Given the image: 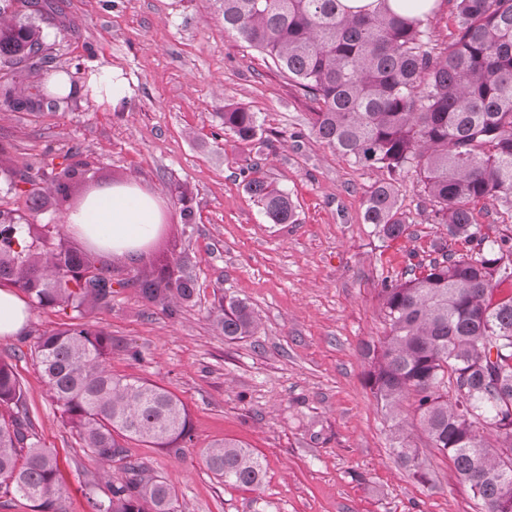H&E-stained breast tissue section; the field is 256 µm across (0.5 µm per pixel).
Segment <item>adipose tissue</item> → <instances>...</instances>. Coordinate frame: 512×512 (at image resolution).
Returning <instances> with one entry per match:
<instances>
[{"mask_svg": "<svg viewBox=\"0 0 512 512\" xmlns=\"http://www.w3.org/2000/svg\"><path fill=\"white\" fill-rule=\"evenodd\" d=\"M162 221L156 198L133 183L94 191L65 216L67 226L91 248L129 255L155 236Z\"/></svg>", "mask_w": 512, "mask_h": 512, "instance_id": "adipose-tissue-1", "label": "adipose tissue"}]
</instances>
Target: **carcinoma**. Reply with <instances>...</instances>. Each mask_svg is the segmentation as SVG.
<instances>
[{"label":"carcinoma","instance_id":"carcinoma-1","mask_svg":"<svg viewBox=\"0 0 512 512\" xmlns=\"http://www.w3.org/2000/svg\"><path fill=\"white\" fill-rule=\"evenodd\" d=\"M224 31L269 57L316 103L309 128L319 141L363 169L416 174L447 239L437 257L400 278L381 279L386 335L364 347L366 381L390 421L392 453L424 481L419 452L404 434L402 399L433 447L453 462L482 512H512V235L491 239L471 206L512 212V0H450L453 26L438 51L429 28L433 10L420 3L410 17L390 0L355 13L341 0H218ZM24 21L0 23V60L18 65L43 45L30 21L57 10L47 2L11 0ZM27 109L58 98H20L0 86L5 106ZM224 133L251 144L263 124L249 108L224 106ZM273 224H295L290 194L254 176L245 183ZM13 224L0 239V287L18 288L38 308H70L82 319L46 331L30 343L50 397L84 447L103 463L119 462L122 480L86 492L90 512H177L175 491L157 474L127 460L125 443L176 453L193 441L186 405L164 386L107 369L110 334L88 320L112 306V288L130 286L146 302L174 312L193 302L196 281L174 275L178 259L163 256L125 280L93 254L54 242L56 224ZM363 222L383 240L406 235L408 219L396 185L379 180L367 192ZM468 247L448 251L447 241ZM228 340L253 336L259 318L243 300L220 297L211 314ZM206 467L224 484L257 488L263 462L243 443L226 439L204 451ZM63 493L56 454L39 444L24 408L13 365L0 359V499L19 495L47 508Z\"/></svg>","mask_w":512,"mask_h":512}]
</instances>
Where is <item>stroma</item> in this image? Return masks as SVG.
<instances>
[{"label": "stroma", "instance_id": "obj_1", "mask_svg": "<svg viewBox=\"0 0 512 512\" xmlns=\"http://www.w3.org/2000/svg\"><path fill=\"white\" fill-rule=\"evenodd\" d=\"M60 15L41 20L49 66L0 69L19 95L46 89L54 73H72L71 97L56 107L18 112L0 105V167L41 162L42 205L9 192L0 207L30 224H56L63 242L80 246L63 224L54 171L76 151L82 181L103 188L133 182L156 196L163 224L154 243L181 260L197 283L195 304L176 315L113 288L112 306L92 319L112 336L114 374L146 378L187 406L193 441L180 452L127 442L172 487L178 512H478L450 459L433 448L404 399L406 433L430 481L396 462L383 413L366 383L365 343L386 325L381 274L428 260L443 237L419 178L397 176L409 222L406 236L379 239L365 224L369 187L388 178L322 144L309 132L313 101L263 54L225 33L216 0H61ZM117 72L129 96L112 106L95 85ZM258 112L262 141L244 145L224 133V107ZM291 192L294 224L269 223L245 190L242 171ZM194 220L184 223L178 194ZM243 299L260 319L256 335L225 341L209 313L220 296ZM58 307L32 308L25 330L0 337L24 391L41 446L58 455L63 493L52 512H88L84 490L120 477L101 464L61 418L27 350L46 330L69 322ZM140 359H130L127 349ZM253 448L266 471L255 489L224 485L203 463L212 443Z\"/></svg>", "mask_w": 512, "mask_h": 512}]
</instances>
